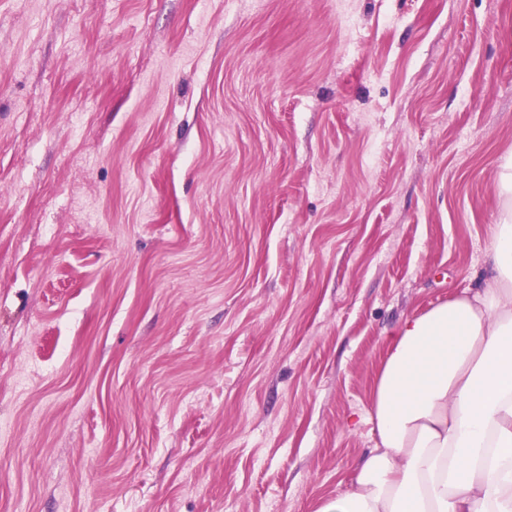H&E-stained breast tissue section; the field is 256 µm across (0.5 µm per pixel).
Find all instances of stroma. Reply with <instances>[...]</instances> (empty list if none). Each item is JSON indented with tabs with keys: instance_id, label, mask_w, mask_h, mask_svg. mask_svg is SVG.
<instances>
[{
	"instance_id": "stroma-1",
	"label": "stroma",
	"mask_w": 512,
	"mask_h": 512,
	"mask_svg": "<svg viewBox=\"0 0 512 512\" xmlns=\"http://www.w3.org/2000/svg\"><path fill=\"white\" fill-rule=\"evenodd\" d=\"M509 152L512 0H0V512H318Z\"/></svg>"
}]
</instances>
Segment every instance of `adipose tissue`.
I'll use <instances>...</instances> for the list:
<instances>
[{"instance_id":"ef3b65f1","label":"adipose tissue","mask_w":512,"mask_h":512,"mask_svg":"<svg viewBox=\"0 0 512 512\" xmlns=\"http://www.w3.org/2000/svg\"><path fill=\"white\" fill-rule=\"evenodd\" d=\"M499 182L490 266L398 325L372 388L378 442L319 512H512V155Z\"/></svg>"}]
</instances>
